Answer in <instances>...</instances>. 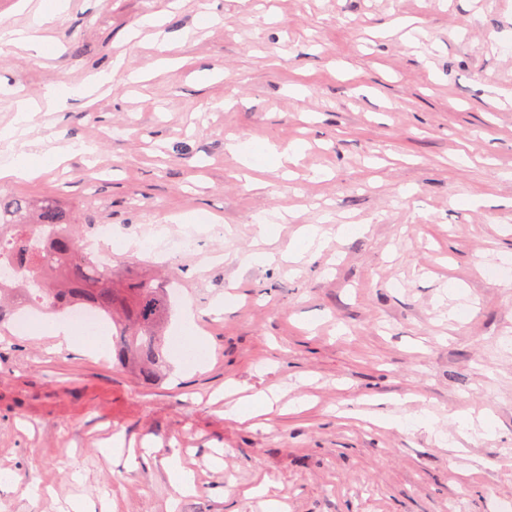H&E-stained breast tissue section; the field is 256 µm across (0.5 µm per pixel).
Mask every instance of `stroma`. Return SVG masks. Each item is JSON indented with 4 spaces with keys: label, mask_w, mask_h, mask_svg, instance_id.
I'll return each mask as SVG.
<instances>
[{
    "label": "stroma",
    "mask_w": 512,
    "mask_h": 512,
    "mask_svg": "<svg viewBox=\"0 0 512 512\" xmlns=\"http://www.w3.org/2000/svg\"><path fill=\"white\" fill-rule=\"evenodd\" d=\"M43 48L0 44V128L41 161L0 193L195 250L113 260L192 303L200 362L142 383L114 356L0 329V512H491L512 499V0H31ZM121 68H114V61ZM112 79L91 86L92 75ZM67 87L46 100V88ZM255 148L246 185L234 143ZM294 152L275 164L264 146ZM267 221L258 235L257 220ZM351 231L336 238L339 224ZM293 266L245 263L302 225ZM224 311L213 314L215 301ZM301 399L240 423L224 390ZM486 411L491 432L454 417ZM122 432L136 455L113 461ZM195 490L177 496L172 449ZM33 483L53 497L32 502ZM322 239L323 236L319 234L317 227L308 226L296 241L288 245V250L281 253V259L283 261H294L296 257L304 253L318 249L323 242Z\"/></svg>",
    "instance_id": "1"
}]
</instances>
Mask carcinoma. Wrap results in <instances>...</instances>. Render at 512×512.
Segmentation results:
<instances>
[{
    "label": "carcinoma",
    "instance_id": "obj_1",
    "mask_svg": "<svg viewBox=\"0 0 512 512\" xmlns=\"http://www.w3.org/2000/svg\"><path fill=\"white\" fill-rule=\"evenodd\" d=\"M81 241L76 214L56 199L0 195V258L36 285L33 293L0 289V326L14 313L17 300L56 315L86 305L112 322L122 366L143 381L165 378L171 314L167 289L146 279L123 282L122 275L100 269Z\"/></svg>",
    "mask_w": 512,
    "mask_h": 512
}]
</instances>
